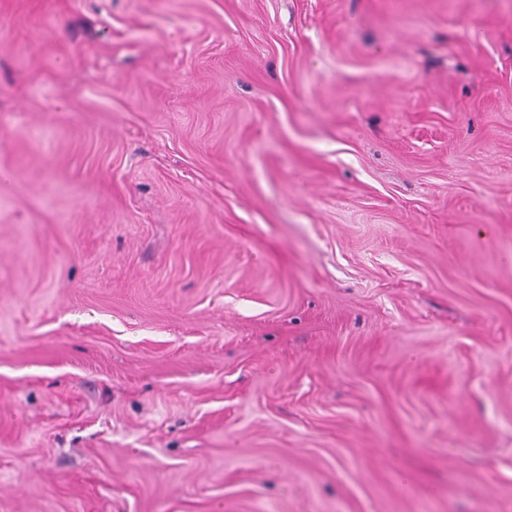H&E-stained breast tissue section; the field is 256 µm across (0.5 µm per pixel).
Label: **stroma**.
I'll return each mask as SVG.
<instances>
[{
  "label": "stroma",
  "mask_w": 512,
  "mask_h": 512,
  "mask_svg": "<svg viewBox=\"0 0 512 512\" xmlns=\"http://www.w3.org/2000/svg\"><path fill=\"white\" fill-rule=\"evenodd\" d=\"M0 512H512V0H0Z\"/></svg>",
  "instance_id": "stroma-1"
}]
</instances>
